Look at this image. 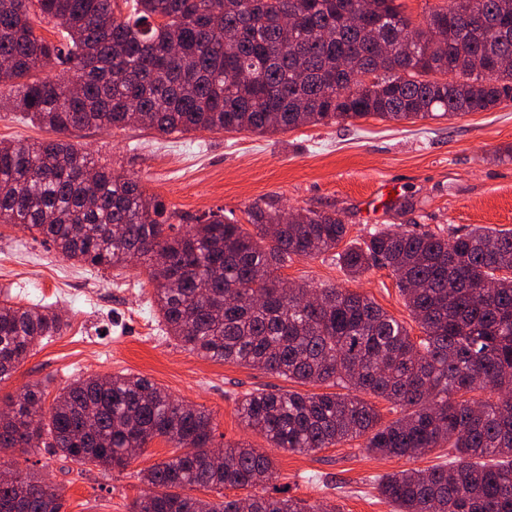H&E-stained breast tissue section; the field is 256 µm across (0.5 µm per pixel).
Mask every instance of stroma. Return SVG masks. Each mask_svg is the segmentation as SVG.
<instances>
[{
	"instance_id": "stroma-1",
	"label": "stroma",
	"mask_w": 512,
	"mask_h": 512,
	"mask_svg": "<svg viewBox=\"0 0 512 512\" xmlns=\"http://www.w3.org/2000/svg\"><path fill=\"white\" fill-rule=\"evenodd\" d=\"M52 131L19 112L0 108V140L53 139ZM69 142L138 176L180 214L195 217L223 209L246 223V205L268 203L289 211L308 207L336 214L358 243L389 224L420 231L476 226L512 230V102L413 123L361 119L306 125L275 135L251 132L162 134L142 126L78 130ZM292 284L333 285L372 298L383 310L420 331L391 271L374 267L353 279L331 256L293 258L280 271ZM0 290L16 302L60 312V335L43 340L0 382V409L25 386L41 384L52 404L62 388L91 374L131 373L172 396L210 412L215 446L246 443L273 461L271 483L306 506L336 505L338 512H393L377 489L379 477L410 467L448 462L451 448L409 461L369 453L355 439L315 452L272 447L238 415L244 394L301 391L299 383L241 364L204 359L166 335L144 268L101 270L67 259L18 227L0 226ZM94 302H86L87 293ZM171 442L157 439L124 471L78 466L51 449L25 454L0 449V472L34 473L55 485L63 512H133L145 492L139 473L172 458Z\"/></svg>"
}]
</instances>
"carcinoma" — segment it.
I'll use <instances>...</instances> for the list:
<instances>
[{
	"label": "carcinoma",
	"instance_id": "1",
	"mask_svg": "<svg viewBox=\"0 0 512 512\" xmlns=\"http://www.w3.org/2000/svg\"><path fill=\"white\" fill-rule=\"evenodd\" d=\"M0 0V86L7 105L57 134L144 125L163 134H257L378 118L415 121L489 111L512 100V0H448L414 26L398 0ZM54 23L62 39L37 33ZM56 62L79 73L40 72ZM248 230L212 210L185 216L63 139L0 141V224L20 225L70 259L136 262L167 333L213 361L256 366L337 392L255 391L246 427L276 448L309 452L362 438L414 459L448 446L446 466L379 478L393 512H512V230L377 227L341 246L334 213L288 214L254 202ZM332 254L351 278L394 274L419 339L369 297L334 286L285 289L288 259ZM67 322L0 301V381ZM482 390L488 397L465 395ZM399 411L383 424L364 399ZM39 385L0 411V448L45 447L76 464L124 470L157 438L182 452L143 471L134 512H307L271 494L214 503L185 488L251 486L272 471L258 448L212 455L211 414L148 380L90 375L48 411ZM35 475L0 481V512H62Z\"/></svg>",
	"mask_w": 512,
	"mask_h": 512
}]
</instances>
